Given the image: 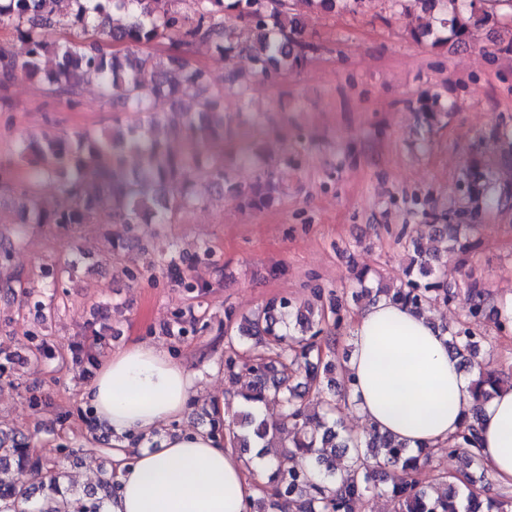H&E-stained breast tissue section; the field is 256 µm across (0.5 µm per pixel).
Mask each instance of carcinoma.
I'll list each match as a JSON object with an SVG mask.
<instances>
[{"label": "carcinoma", "instance_id": "1", "mask_svg": "<svg viewBox=\"0 0 512 512\" xmlns=\"http://www.w3.org/2000/svg\"><path fill=\"white\" fill-rule=\"evenodd\" d=\"M310 11L331 12L337 4L353 12H365L375 0H300ZM401 14L419 21L412 29L418 42L430 35L432 45L453 41L467 44L489 25L509 35L504 47L512 51V0H392ZM71 18L76 36L57 33L61 11ZM0 27L10 28L26 44L22 55L0 50V87L18 78L36 79L46 91L70 99L85 85L96 83L103 96L126 104L143 115V124L130 130L112 125L110 133L88 128L73 137L17 136L12 153L31 160L34 168L27 182L16 183L0 172V191L18 200L20 236L25 224H92L96 215L112 211L115 224H168L178 212L201 203L185 180L189 170L201 172L219 194H224L226 158L209 160L187 145L172 147V138L193 137L224 140V93L245 98L247 79L230 72L224 88L205 92L206 72L192 63L190 52L198 45L224 55L245 53L252 74L262 77L292 72L303 65L312 46L305 40L301 13L293 0H0ZM109 41L124 51L106 52L100 43ZM164 42L169 52L156 55L142 47ZM196 91L193 112L181 111L179 99ZM169 102L165 112L155 109ZM134 154L137 170L125 176L121 156ZM56 176L64 181L61 193L67 205L48 209L37 201L41 186ZM277 184L270 174L244 193L247 204L262 208L272 199ZM468 197L476 207L502 203L490 194L479 173L468 184ZM466 224H427L415 239L403 277L385 283L356 274L361 296L382 297L417 311L430 310L441 302L464 299L469 316L493 321L498 329L512 327L500 316L493 301L479 289L478 281L460 282L448 275V255L466 262L473 249ZM75 256L62 266L44 268L42 276L58 287L65 275L77 268ZM23 274L7 271L0 290L22 289L37 323L24 333L36 355L51 352L45 322L58 309L55 299L44 298L22 287ZM322 294L298 303L280 298L240 317L229 310L227 336L239 345L253 340L266 347L265 355L247 359L240 353L224 360L230 379L246 371L253 381L239 393V410L224 425V441L248 453L261 444L260 453H273L268 485L263 495L250 502L247 512H266V503L278 512H355L382 494L398 504L397 512H512V496H489L477 488L472 470L482 468L477 444L478 410H473L446 448H430L414 454L406 442L377 430L362 436L344 426L340 403L349 396V380L341 374L343 389H336V364L332 357L333 330L341 327V306L315 309ZM448 333V350L468 369L479 358L484 336L469 327H442ZM512 382L505 372L484 363L471 389L476 402L488 399L503 383ZM279 406L277 418L254 411L259 403ZM459 456L464 468L451 474L434 462L443 456ZM348 459L338 473L336 459ZM433 468L428 481L420 479ZM317 471L337 487L329 491L314 482ZM65 463L54 461L31 447V439L0 428V512H103L104 504L118 489L109 467L82 491L66 484Z\"/></svg>", "mask_w": 512, "mask_h": 512}]
</instances>
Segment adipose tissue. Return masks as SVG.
<instances>
[{
    "mask_svg": "<svg viewBox=\"0 0 512 512\" xmlns=\"http://www.w3.org/2000/svg\"><path fill=\"white\" fill-rule=\"evenodd\" d=\"M349 332L345 369L366 426L413 445H447L473 403L447 335L427 315L385 298L362 308ZM197 392L196 372L149 343L100 359L82 397L112 434L118 489L104 512H246L267 461L244 464L222 437L191 428L166 433L157 448L141 443L182 420ZM478 437L486 469L512 487V388L484 403Z\"/></svg>",
    "mask_w": 512,
    "mask_h": 512,
    "instance_id": "1",
    "label": "adipose tissue"
}]
</instances>
